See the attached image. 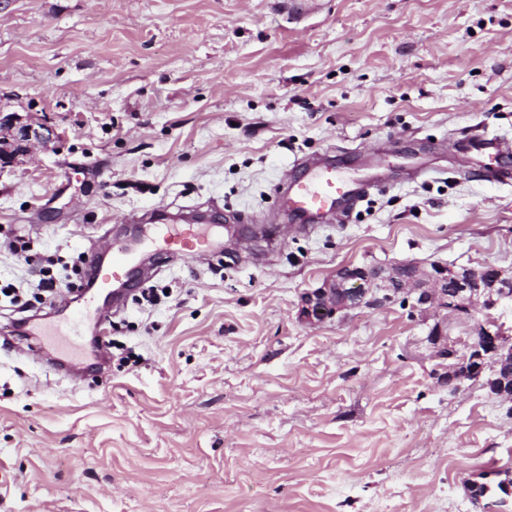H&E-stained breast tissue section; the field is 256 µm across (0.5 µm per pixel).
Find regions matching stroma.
I'll return each instance as SVG.
<instances>
[{
	"instance_id": "obj_1",
	"label": "stroma",
	"mask_w": 512,
	"mask_h": 512,
	"mask_svg": "<svg viewBox=\"0 0 512 512\" xmlns=\"http://www.w3.org/2000/svg\"><path fill=\"white\" fill-rule=\"evenodd\" d=\"M0 110L60 135L0 173V287L155 208L260 232L154 259L101 370L54 369L0 296V512H472L465 482L512 469V410L436 355L482 314L297 318L348 265L512 270V184L476 145L512 146V0H0ZM326 156L383 180L284 229L275 188Z\"/></svg>"
}]
</instances>
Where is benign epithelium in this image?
I'll use <instances>...</instances> for the list:
<instances>
[{"label": "benign epithelium", "instance_id": "1", "mask_svg": "<svg viewBox=\"0 0 512 512\" xmlns=\"http://www.w3.org/2000/svg\"><path fill=\"white\" fill-rule=\"evenodd\" d=\"M14 113H0V131L18 128V140L47 146L54 142L52 132H30L27 125H17ZM396 300L412 301L420 311L448 310L470 315L483 314L480 335L474 337L469 353L461 362L448 366V389L457 391L464 379L486 377L488 362L497 368V378L487 382L492 393L512 403V338L505 335L492 310L512 303V272L486 264L478 269L432 264L427 268L395 264L385 270L378 266L344 267L322 287L305 293L298 318L315 325L326 318L360 306L381 309ZM474 512H509L512 509V483H503L494 501L471 500Z\"/></svg>", "mask_w": 512, "mask_h": 512}]
</instances>
